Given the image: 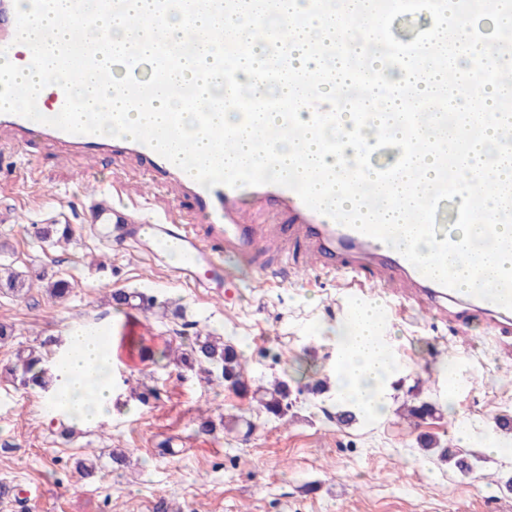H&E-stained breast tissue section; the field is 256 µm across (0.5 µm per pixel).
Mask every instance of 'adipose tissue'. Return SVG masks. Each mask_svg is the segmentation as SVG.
<instances>
[{"label":"adipose tissue","instance_id":"1","mask_svg":"<svg viewBox=\"0 0 512 512\" xmlns=\"http://www.w3.org/2000/svg\"><path fill=\"white\" fill-rule=\"evenodd\" d=\"M363 0H338L335 8L318 9L314 0H254L250 9L241 15L222 21L224 29L235 32L243 41L252 38L260 28H287L294 35V49L289 60L287 83L263 82L262 74L269 61L262 47L251 53L233 70L232 81L247 87L258 88L263 99L276 100L291 106L300 121H308L313 112L335 111L336 119L328 128L316 129L307 147H299L285 139L272 145V152L288 160H296L300 152H307L311 162L330 165L336 170V212L348 214L358 206L357 198L346 188L349 165L354 157H361L362 176L369 177L379 171L373 157L379 147L389 145L393 150L392 168H403L413 163L422 177L431 178L440 163L439 157L429 151L410 155L409 144L413 135L431 138V130H415L406 124L389 132L385 138L376 137L370 127L363 124L359 101L353 90L367 88L377 92L397 90L404 106L415 105L420 99L431 97V82H449L454 76L466 77L469 84L481 91V113L485 120L482 139L474 142L461 166L457 184L459 205H472L486 168H493L497 180L512 188V149L504 147L498 132V105L512 97V83L501 81L504 73H512V54L491 55L488 47L496 35L512 29V17L495 11L490 21L473 15L449 14L447 22L433 20L431 32L441 26L454 29L459 36L460 53L454 58L451 71L433 68V51L423 47L415 60V72L399 68L388 73L387 62L374 50L368 30L376 23L375 16L365 15ZM207 19L191 17L185 13L166 14L146 23L139 37H132L122 19L102 17L94 20L103 36L102 49L109 56L114 72V86H121L134 78L136 72H149L154 63L151 51L153 42L160 37L175 39L191 28H204ZM135 45L141 54L139 71H131L123 53L125 45ZM321 45L322 54H315L313 45ZM342 47L356 55L366 57L364 69L355 71L343 59L330 57V49ZM324 72L321 84L316 86L311 99H302L298 91L303 81L312 74ZM64 76L40 62L20 64L16 60L0 59V108L13 105L8 93L10 85H25L35 89L63 81ZM469 224L460 226L459 232L474 237L481 226L494 223L496 208L489 202L472 205ZM336 342V391L355 410L377 416L385 411L384 392L390 378L393 355L386 348L382 334V320L378 305L369 301L348 306V318L337 324L333 332ZM112 352L101 343L92 324L74 326L66 336L64 354L53 366L54 385L50 389L45 407L49 413L64 414L84 424H93L104 418L112 409L114 392L111 386L100 387L94 403L79 401L85 381L93 376L96 366L110 359Z\"/></svg>","mask_w":512,"mask_h":512}]
</instances>
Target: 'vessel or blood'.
Returning <instances> with one entry per match:
<instances>
[{
    "label": "vessel or blood",
    "mask_w": 512,
    "mask_h": 512,
    "mask_svg": "<svg viewBox=\"0 0 512 512\" xmlns=\"http://www.w3.org/2000/svg\"><path fill=\"white\" fill-rule=\"evenodd\" d=\"M151 2L152 16L157 19L175 4L193 17L233 15L247 0ZM31 8L38 15L64 9L76 25L103 15L129 20L135 30L143 23L141 17L132 16L129 0H32ZM26 25L27 18L19 13L16 0H0V59L17 57ZM64 104L65 94L57 87L37 103L44 122L0 113V137L9 136L19 145L38 140L90 158L105 153L131 157L153 182L170 193L175 207L190 203L195 214L206 219L201 232L195 225L177 221L172 211L148 221L139 218L135 206L104 191L92 197L89 213L92 223L105 230L113 248L137 244L141 253L161 266L168 262L170 244H177V278L207 292L224 285V257H253L272 250L277 254V271L283 279H291L301 269L332 272L340 266L347 277L344 293L349 301L372 294L383 299L392 286L398 285L402 288L401 300H419L457 318L465 311L476 310L488 317L491 328L512 330V309L426 277L397 250L310 209L289 188L263 184L208 189L143 143L126 137L73 134L48 125V118L58 115ZM288 134L302 141L310 131L298 126L290 112L281 113L278 122L261 130L262 139L269 143Z\"/></svg>",
    "instance_id": "1"
}]
</instances>
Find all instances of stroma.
<instances>
[{
  "mask_svg": "<svg viewBox=\"0 0 512 512\" xmlns=\"http://www.w3.org/2000/svg\"><path fill=\"white\" fill-rule=\"evenodd\" d=\"M429 13L428 0H415L414 8L392 14L389 43L423 37ZM143 177L129 159L104 155L90 167L75 155L57 160L37 144L0 156V258L33 281L24 296L0 290V324L13 330L0 343V483L12 489L0 512H156L163 501L173 512H512V494L496 485L512 471V431L497 426L512 419L511 340L488 334L477 317L465 338L449 322L389 315L387 341L397 362L385 392L388 414L330 423L304 387L334 372L332 332L346 306L340 275L302 272L286 282L259 263L228 258L230 282L213 297L135 247L111 249L99 226L86 221L88 194L95 187L128 190L151 218L169 201L139 195ZM66 224V241L35 234ZM59 278L72 284L63 298L47 290ZM116 291L172 299L182 311L164 318L128 313L110 303ZM79 321L112 328L117 406L90 426L47 413L44 391L4 373L18 352L49 336L64 338ZM186 327L235 344L251 382L287 377L288 414L256 417L248 398L197 372L141 361L139 346H177ZM414 396L435 402L443 415L396 416L395 407ZM228 414L252 422V433L198 432V416L218 421ZM461 418L502 445L499 453H482L466 476L420 448L431 436L455 449H478L475 438L458 431ZM112 451L124 453L125 464L112 463ZM94 457L102 469L84 477L77 463ZM34 486L41 497L22 498Z\"/></svg>",
  "mask_w": 512,
  "mask_h": 512,
  "instance_id": "stroma-1",
  "label": "stroma"
}]
</instances>
